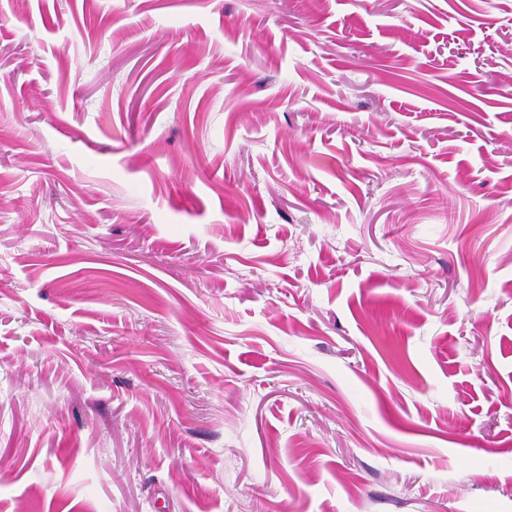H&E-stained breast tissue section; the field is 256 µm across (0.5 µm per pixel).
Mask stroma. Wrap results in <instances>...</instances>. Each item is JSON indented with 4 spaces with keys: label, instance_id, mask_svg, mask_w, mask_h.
<instances>
[{
    "label": "stroma",
    "instance_id": "1",
    "mask_svg": "<svg viewBox=\"0 0 512 512\" xmlns=\"http://www.w3.org/2000/svg\"><path fill=\"white\" fill-rule=\"evenodd\" d=\"M0 512H512V0H0Z\"/></svg>",
    "mask_w": 512,
    "mask_h": 512
}]
</instances>
